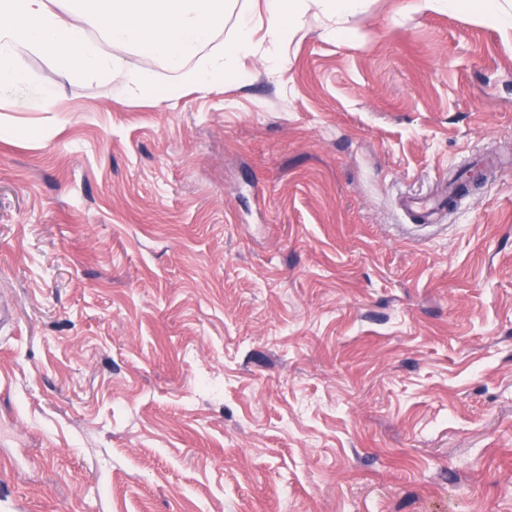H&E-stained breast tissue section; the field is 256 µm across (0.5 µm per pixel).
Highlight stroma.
Instances as JSON below:
<instances>
[{
  "label": "stroma",
  "instance_id": "obj_1",
  "mask_svg": "<svg viewBox=\"0 0 512 512\" xmlns=\"http://www.w3.org/2000/svg\"><path fill=\"white\" fill-rule=\"evenodd\" d=\"M411 2L0 86V512H512V28ZM309 1V2H307ZM362 0H264L263 26L266 27L268 46L262 49L261 42L254 40L255 22L253 17L240 14L237 19L236 35L225 46L224 52L210 56L203 66L186 76L184 83L198 89H206L220 81L225 74L234 73L237 59L242 55L261 53L268 62V68L282 71L286 66L283 56L275 49L288 41L303 25V17L312 6H316L333 25L324 23L323 35L328 39L343 38L345 31L336 27V19L346 17L362 7Z\"/></svg>",
  "mask_w": 512,
  "mask_h": 512
}]
</instances>
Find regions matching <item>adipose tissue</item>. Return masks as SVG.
Masks as SVG:
<instances>
[{
  "instance_id": "obj_1",
  "label": "adipose tissue",
  "mask_w": 512,
  "mask_h": 512,
  "mask_svg": "<svg viewBox=\"0 0 512 512\" xmlns=\"http://www.w3.org/2000/svg\"><path fill=\"white\" fill-rule=\"evenodd\" d=\"M74 8H51L47 0H0V84L26 79L20 59L34 54L51 61L58 77L75 80L112 77V60L92 45L85 24L95 19L115 42L135 46L149 56L179 66L184 58L219 26L232 8L231 0H77ZM361 0H264L266 40L254 39L252 16L239 15L233 40L223 52L210 56L186 76V84L199 89L234 72L240 56L262 54L271 71L283 70L286 61L278 45L303 25L310 8L327 19L323 34L344 37L336 19L358 11ZM415 9L429 12L468 10L489 23L512 26V0H416Z\"/></svg>"
}]
</instances>
